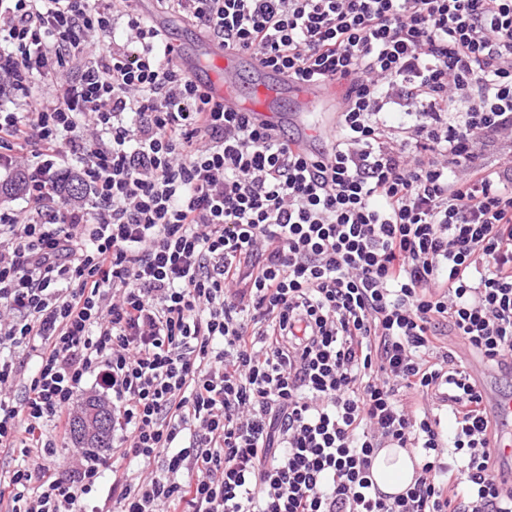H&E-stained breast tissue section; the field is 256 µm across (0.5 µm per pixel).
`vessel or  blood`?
<instances>
[{
	"mask_svg": "<svg viewBox=\"0 0 512 512\" xmlns=\"http://www.w3.org/2000/svg\"><path fill=\"white\" fill-rule=\"evenodd\" d=\"M212 62L218 71L217 77L209 81L211 93L223 100L226 108L237 112L253 113L258 120L270 124H282L286 119H293L301 131L300 147H308L315 140L319 132L309 121L311 112L317 111L336 99L334 84L322 87L306 83L292 82L287 77H278L276 83L263 86L257 90V98L245 101L239 98L234 90L233 73L240 61L246 58V51L228 48L212 47ZM288 87L294 95L296 109L292 116H284L271 106L270 101L278 92L279 87ZM500 422L499 435L493 444V458L491 470L493 474L512 472V396H498L491 402Z\"/></svg>",
	"mask_w": 512,
	"mask_h": 512,
	"instance_id": "obj_1",
	"label": "vessel or blood"
}]
</instances>
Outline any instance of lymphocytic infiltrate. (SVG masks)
I'll return each mask as SVG.
<instances>
[{
	"label": "lymphocytic infiltrate",
	"mask_w": 512,
	"mask_h": 512,
	"mask_svg": "<svg viewBox=\"0 0 512 512\" xmlns=\"http://www.w3.org/2000/svg\"><path fill=\"white\" fill-rule=\"evenodd\" d=\"M158 2L335 80L334 126L304 152L225 109L130 0H0V171L30 204L0 209V503L100 512L108 476L117 512H512L467 366L512 361V155L482 153L512 142V0ZM90 377L111 459L34 483ZM382 448L420 458L402 494ZM417 455L413 457L405 448H383L374 457L372 475L383 493L396 495L414 482Z\"/></svg>",
	"instance_id": "1"
}]
</instances>
